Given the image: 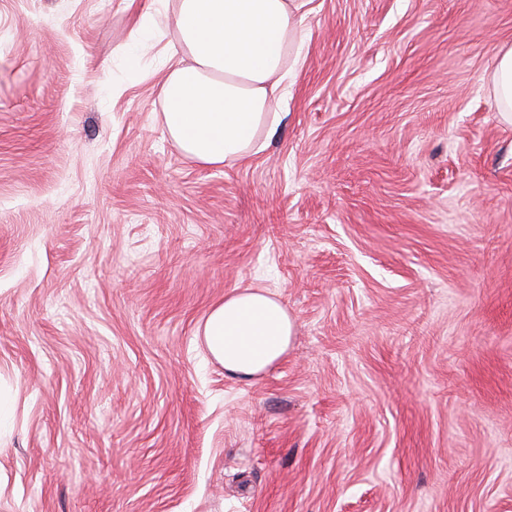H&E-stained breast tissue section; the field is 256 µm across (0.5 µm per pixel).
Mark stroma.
I'll return each mask as SVG.
<instances>
[{
	"label": "stroma",
	"mask_w": 512,
	"mask_h": 512,
	"mask_svg": "<svg viewBox=\"0 0 512 512\" xmlns=\"http://www.w3.org/2000/svg\"><path fill=\"white\" fill-rule=\"evenodd\" d=\"M275 136L203 164L172 28L0 0V512H512V0H314ZM296 331L251 380L211 308ZM491 82L504 119L512 123V47L498 57ZM295 323L288 310L262 289H235L207 315L202 336L211 355L239 379H251L288 351Z\"/></svg>",
	"instance_id": "1"
}]
</instances>
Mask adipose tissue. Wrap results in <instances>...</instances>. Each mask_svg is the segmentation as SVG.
<instances>
[{
    "label": "adipose tissue",
    "mask_w": 512,
    "mask_h": 512,
    "mask_svg": "<svg viewBox=\"0 0 512 512\" xmlns=\"http://www.w3.org/2000/svg\"><path fill=\"white\" fill-rule=\"evenodd\" d=\"M313 0H143L130 38L138 44L159 20L181 47L160 95L167 130L185 154L220 165L263 148L282 119L272 105L288 93L292 60L304 54L302 25ZM295 324L261 289H237L207 315L202 336L225 371L250 379L287 352Z\"/></svg>",
    "instance_id": "adipose-tissue-1"
}]
</instances>
